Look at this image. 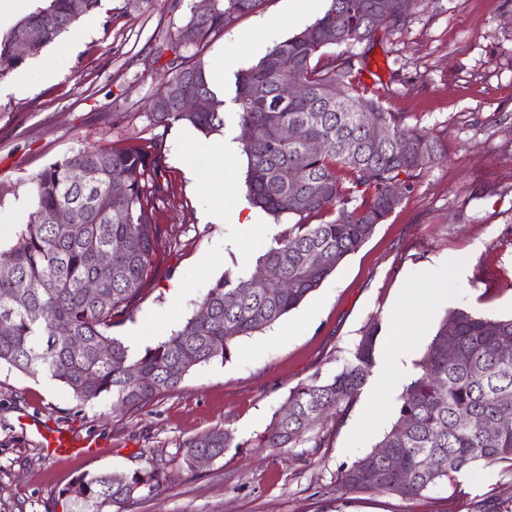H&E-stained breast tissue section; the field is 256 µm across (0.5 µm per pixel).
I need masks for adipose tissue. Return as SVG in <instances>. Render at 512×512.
Instances as JSON below:
<instances>
[{
    "label": "adipose tissue",
    "mask_w": 512,
    "mask_h": 512,
    "mask_svg": "<svg viewBox=\"0 0 512 512\" xmlns=\"http://www.w3.org/2000/svg\"><path fill=\"white\" fill-rule=\"evenodd\" d=\"M469 258L459 255L448 261V276L444 280H437L434 271H421L417 277V286L413 289H405L399 306L410 317L416 320L427 319L433 306L437 304H453L459 291Z\"/></svg>",
    "instance_id": "adipose-tissue-1"
}]
</instances>
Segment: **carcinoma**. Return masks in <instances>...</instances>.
<instances>
[{"label": "carcinoma", "instance_id": "carcinoma-1", "mask_svg": "<svg viewBox=\"0 0 512 512\" xmlns=\"http://www.w3.org/2000/svg\"><path fill=\"white\" fill-rule=\"evenodd\" d=\"M70 2L48 0L0 36V74L23 63L13 52L19 33H38L36 52L79 19ZM259 2L214 0L208 14L191 13L188 25L197 32L191 55L171 37L156 46L158 55H173L149 103L156 125L183 122L205 135L224 127V101L211 89L200 54L226 16L248 14ZM380 4L330 0L321 18L236 74L234 101L249 132L243 139L249 201L276 219L297 217L258 257L261 278L225 271L200 303L206 316L194 314L156 345L130 353L111 331L132 313L164 235L156 220L168 193L160 181L164 158L160 149L151 157L133 142L79 147L31 177L28 222L0 252V263L13 270L0 277V365L48 375L83 405L110 396L121 409H137L176 389L196 366L228 358L238 338L272 326L319 288L400 203L390 183L397 180L409 192L444 156L438 140L367 96L359 84L363 61L344 54L324 58L330 30L341 42H363L405 25L408 15L386 13ZM290 81L303 92L285 101ZM198 96L210 99L212 110L185 111L182 102ZM367 115L388 129L385 144L366 139ZM284 127L293 139L280 138ZM313 142L324 148L308 151ZM115 185L121 190L113 191ZM61 207L72 211V223H54ZM115 242L123 248L113 250ZM108 251L111 259L103 265L99 255ZM100 294L108 301H98ZM379 331L370 325L336 374L289 390L290 413L268 428L264 447L296 448L307 431L353 406L373 366ZM71 339L80 350L71 349ZM506 342H512V317L448 311L400 396L392 429L340 469L338 487L414 498L472 463L512 464V351L503 348ZM131 369L140 377L131 378ZM233 441L228 429L207 431L185 444L182 462L194 467L201 452L222 457ZM159 483L158 465L121 479L85 473L61 496L69 512H105Z\"/></svg>", "mask_w": 512, "mask_h": 512}]
</instances>
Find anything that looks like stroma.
Segmentation results:
<instances>
[{
    "label": "stroma",
    "instance_id": "obj_1",
    "mask_svg": "<svg viewBox=\"0 0 512 512\" xmlns=\"http://www.w3.org/2000/svg\"><path fill=\"white\" fill-rule=\"evenodd\" d=\"M199 2L155 0L136 10L127 0H105L26 58L31 71L37 59L53 61L54 81L32 71L17 87L13 72L0 75L10 88L0 96V250L27 223L29 179L47 164L85 144L117 146L134 138L162 146L169 194L158 222L166 233L153 255V278L130 317L112 329L121 340L145 317L163 340L198 310L226 269L255 272L273 235L292 222L252 206L229 218L235 201L247 197L243 151L224 158L221 189L202 188L206 171L194 178L186 171L183 159L198 146L242 133L234 71L224 74L223 130L205 136L151 119L149 103L166 65L154 48L171 36L183 39ZM273 15L289 24L271 36L262 23ZM312 22L298 18L297 0H261L252 13L227 16L204 50L187 42L182 50L200 53L210 65L252 32L257 45L238 63L245 69ZM327 52L363 57L360 81L368 95L438 137L445 159L421 175L371 238L297 309L239 338L229 359L197 366L177 389L139 409L113 410L108 397L81 405L58 381L1 365L0 512H64L60 493L79 475L130 474L159 462V488L112 512H478L485 502L512 512V467L503 463L451 474L414 499L339 489L340 468L370 452L395 423L407 384L399 376L382 395L367 379L347 415L325 425L323 447L260 445L289 390L335 374L370 324L381 327L376 360L391 351L414 364L421 360L446 307H436L422 324L397 325L390 317L418 268L434 266L444 278L449 258L470 254L457 307L512 316V0H415L401 30ZM174 287L180 291L175 304ZM381 408L386 420L360 426ZM33 422L97 440L100 448L81 459L46 454L29 428ZM218 427L233 432L234 447L195 469L182 467L185 442Z\"/></svg>",
    "mask_w": 512,
    "mask_h": 512
}]
</instances>
